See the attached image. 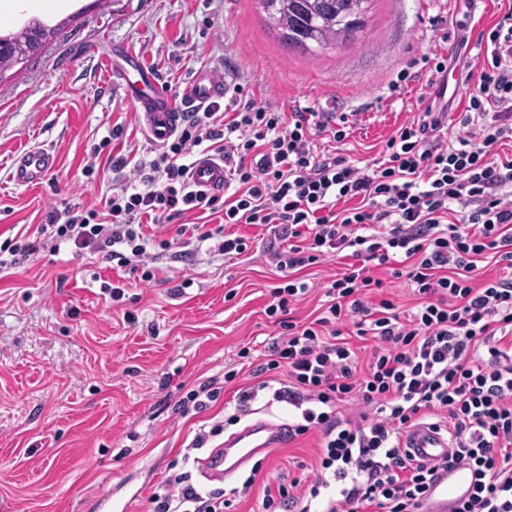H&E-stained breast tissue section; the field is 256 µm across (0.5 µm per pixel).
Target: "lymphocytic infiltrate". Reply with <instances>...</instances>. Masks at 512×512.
<instances>
[{
  "label": "lymphocytic infiltrate",
  "mask_w": 512,
  "mask_h": 512,
  "mask_svg": "<svg viewBox=\"0 0 512 512\" xmlns=\"http://www.w3.org/2000/svg\"><path fill=\"white\" fill-rule=\"evenodd\" d=\"M477 43L482 56L465 77L464 110L425 108L387 139L381 161L363 166L321 148L324 133L344 142L345 126L330 127L322 112L241 101L237 85L227 108L192 113L149 163L110 156L122 185L103 210L52 212L35 240L0 243V269L70 244L138 272L147 285L156 278L149 247L209 242L233 258L248 244L226 225L270 228L267 255L283 281L266 313L280 334L253 374L287 376L273 397L300 412L288 437L315 432L320 442L307 493L278 485L265 493L267 512H311L320 497L322 512H419L437 472L460 466L474 486L455 512H512V154L502 152L512 147V6ZM202 145L222 157L230 196L191 189L184 157ZM195 210L224 222L184 223ZM148 224L174 235L147 238ZM343 258L322 313L306 324L290 318L309 289L300 271ZM487 259L498 272L483 278ZM376 264L406 279L415 310L400 313L382 297ZM349 324L375 343L362 369L343 335ZM428 422L452 445L432 465L404 446ZM151 503L153 512L229 505L223 489L201 494L185 472L168 475Z\"/></svg>",
  "instance_id": "f902f5d3"
}]
</instances>
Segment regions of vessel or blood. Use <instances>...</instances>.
Here are the masks:
<instances>
[{"instance_id": "1", "label": "vessel or blood", "mask_w": 512, "mask_h": 512, "mask_svg": "<svg viewBox=\"0 0 512 512\" xmlns=\"http://www.w3.org/2000/svg\"><path fill=\"white\" fill-rule=\"evenodd\" d=\"M100 66L133 105L146 139L157 146L164 145L178 132L189 113L202 111L226 94L222 77L210 70L196 71L181 89L171 90L141 54L128 48L102 57ZM56 164L50 150L29 148L14 157L9 180L18 188L41 184ZM189 182L197 193H220L224 188L223 159L200 154L190 169ZM286 431V426L264 420L248 424L228 436L223 445L212 449L202 460L203 477L210 481L229 480L274 448ZM407 446L412 455L428 463L449 452L447 436L429 426L411 431ZM471 484L472 474L463 467L440 475L431 485L421 512H450L454 502L466 497Z\"/></svg>"}]
</instances>
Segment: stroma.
I'll return each mask as SVG.
<instances>
[{"instance_id":"35a3bbf8","label":"stroma","mask_w":512,"mask_h":512,"mask_svg":"<svg viewBox=\"0 0 512 512\" xmlns=\"http://www.w3.org/2000/svg\"><path fill=\"white\" fill-rule=\"evenodd\" d=\"M59 2L51 9L47 0H0V32L32 15L54 31L37 56L0 75V242L36 238L55 210L100 207L114 187L109 153L143 163L155 157L131 104L100 67L112 47L140 52L175 90L209 69L286 113H359L343 150L370 162L439 98L465 107L464 65L474 62L477 37L502 4L373 0L361 42L307 56L283 45L258 0ZM98 32L105 40L91 42ZM437 46L462 60L446 91L423 79L399 92L410 63ZM34 145L55 152L57 169L36 187L16 188L11 160ZM234 230L251 239L246 256L228 260L205 246L182 258L164 254L156 281L126 289L117 302L104 285L122 268L66 244L0 271V512H149L172 471L191 472L199 491L212 490L196 461L222 439L192 449L200 429L232 416L240 429L291 420L293 407L238 366L241 349L276 335L265 309L280 274L265 255L264 227ZM344 266L338 259L305 270L312 289L293 306L297 320L318 315L322 282ZM232 369L237 377L225 381ZM208 383L219 387L217 401L200 413L177 411L189 390ZM249 388L256 396L239 409L238 394ZM317 448L314 433L279 442L256 475L244 470L224 483L228 491L254 481L229 512H263L266 487L305 478Z\"/></svg>"}]
</instances>
